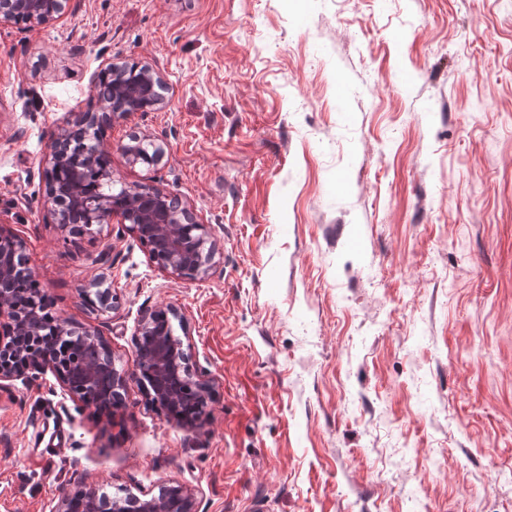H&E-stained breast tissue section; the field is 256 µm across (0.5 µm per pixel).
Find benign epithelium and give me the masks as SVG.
<instances>
[{"mask_svg": "<svg viewBox=\"0 0 512 512\" xmlns=\"http://www.w3.org/2000/svg\"><path fill=\"white\" fill-rule=\"evenodd\" d=\"M69 2L0 0V25L15 22L20 12L27 14L32 24H46L63 16ZM111 69L112 98L100 100L96 112L67 120L42 160L45 205L67 238H95L116 222L147 248L150 262L159 270L184 281L200 280L209 274L218 245L189 203L153 185L116 190L110 165L97 172L99 184L108 191L85 189L86 168L108 153L98 125L165 104L161 94L164 80L151 66L143 65L142 79L134 87L123 82L121 67L113 65ZM123 152L134 166L149 167L159 161V150L146 133L133 137ZM24 279H36L24 242L9 225L0 224V334L10 339L8 345L0 346V382L13 379L20 371L30 380L50 372L64 395L90 406L122 401V391L135 380L144 386L155 406L166 409L174 402L188 400L196 411L195 420L206 416L212 384L190 368L189 344L168 332L171 320L178 318L174 308L157 307L141 317L134 337L136 359L128 372L116 367L99 328L76 326L62 317L46 327L42 322L46 305L42 291L29 296L25 309L17 308L15 284ZM93 288L99 308L112 311L117 301L105 280ZM84 496L85 512H195L194 495L182 485L164 486L150 497H114L105 506L95 486L87 487Z\"/></svg>", "mask_w": 512, "mask_h": 512, "instance_id": "benign-epithelium-1", "label": "benign epithelium"}]
</instances>
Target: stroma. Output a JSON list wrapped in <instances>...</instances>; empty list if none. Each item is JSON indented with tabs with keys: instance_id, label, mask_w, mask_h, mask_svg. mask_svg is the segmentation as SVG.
Here are the masks:
<instances>
[{
	"instance_id": "1",
	"label": "stroma",
	"mask_w": 512,
	"mask_h": 512,
	"mask_svg": "<svg viewBox=\"0 0 512 512\" xmlns=\"http://www.w3.org/2000/svg\"><path fill=\"white\" fill-rule=\"evenodd\" d=\"M132 63L166 104L106 128L112 171L210 225L196 282L44 205L53 134ZM144 132L151 169L122 151ZM0 222L117 368L170 306L215 389L190 428L134 381L108 414L50 373L0 383V512L90 483L183 484L196 512H512V0H71L1 26ZM102 278L111 313L84 302Z\"/></svg>"
}]
</instances>
